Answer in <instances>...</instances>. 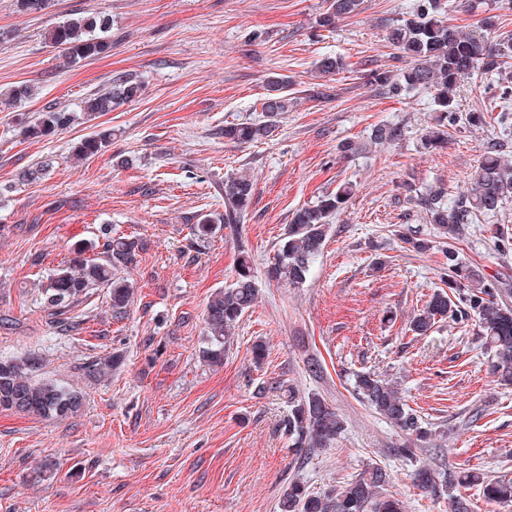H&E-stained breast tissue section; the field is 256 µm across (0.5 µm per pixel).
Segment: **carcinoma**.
<instances>
[{
  "mask_svg": "<svg viewBox=\"0 0 512 512\" xmlns=\"http://www.w3.org/2000/svg\"><path fill=\"white\" fill-rule=\"evenodd\" d=\"M359 0H330L320 18L331 26L339 18L351 16ZM111 26L110 18L98 13L73 17L53 27L47 33L52 46L65 52L69 63L98 57L110 48L103 37ZM388 42L405 58V67L397 70H372L365 74L366 82L387 94L425 89L431 93L434 124L421 137L428 149L443 146L448 140V128L465 120L472 126L486 122L481 110L461 117L453 91L467 75L480 71L495 78L497 98L512 100V37L495 35L492 21L486 20L475 35H465L448 21L440 0H418L410 16L397 20L388 33ZM292 81L286 75L272 76L266 83L261 110L267 121L242 122L224 127V139L237 144L257 142L267 138L274 128V118L288 111V91ZM141 86L129 77L117 76L110 87L85 97L80 111L91 121L116 110L139 97ZM75 117L64 109L42 112L26 124L23 135L40 138L69 127ZM401 136L395 126L379 125L372 130L375 141H394ZM112 132L101 130L74 145L79 156L94 155L108 146ZM502 144L485 147L467 192L453 200L442 202L441 193L431 190L424 199L428 223L444 237L455 239L463 235L465 226L480 214L496 212L512 196V164L503 160ZM254 183L247 175L224 178V216L216 221L201 217L193 231L198 237L214 233V224H236L249 207ZM355 185L340 183L336 191L320 197L315 203L294 213L291 224L277 243L274 261L268 269L272 281L302 286L312 265L323 251L331 217L343 208L353 194ZM136 243L127 236L106 234L101 258H88L85 248L74 251L69 263L55 270L42 285L43 307L56 323L73 327L70 317L74 303L94 288L108 290L112 317L121 318L134 294L133 285L116 276L114 270L133 263ZM448 291L432 295L425 307L410 322V329L424 335L445 319L476 318L485 348L491 356L495 373L505 384H512V307L499 303L491 283L463 264L453 249H448ZM251 259L247 252L238 255L234 282L217 290L206 307L205 346L202 359L212 365L224 361V349L232 330L252 307L256 283L251 274ZM39 362L33 357L0 360V408L13 409L20 414L45 418L66 419L83 407V395L53 381L38 380L35 373ZM358 398L400 428L407 435L422 440L428 432L418 416L400 397L388 380L373 372H360L354 380ZM290 411L284 429L293 448H326L343 433L345 422L320 395L298 396L288 392ZM387 472L376 467L351 481L334 493L318 496L307 492L299 483H292L278 502L279 512H404L400 500L381 494L387 483ZM481 486L489 503L512 505V478L505 475L489 478L478 472L448 473V485L454 482Z\"/></svg>",
  "mask_w": 512,
  "mask_h": 512,
  "instance_id": "obj_1",
  "label": "carcinoma"
}]
</instances>
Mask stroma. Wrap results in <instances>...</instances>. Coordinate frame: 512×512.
Here are the masks:
<instances>
[{
  "mask_svg": "<svg viewBox=\"0 0 512 512\" xmlns=\"http://www.w3.org/2000/svg\"><path fill=\"white\" fill-rule=\"evenodd\" d=\"M442 0L465 33L489 17L512 31L500 0ZM417 0H362L330 29L327 0H46L18 11L0 0V89L26 83L32 98L0 106V359L38 358L39 378L84 395L77 416L57 421L0 411V512H278L288 483L324 494L366 470L385 469L386 494L406 512H450L462 496L473 512H505L480 487L419 489L417 469H469L512 477V386L491 369L475 320L438 322L426 335L413 316L444 284L446 253L480 277L504 284L512 305V252L495 247L512 228V199L444 243L418 197L466 191L487 140L512 141L499 117L450 127L448 143L421 145L435 118L430 93H383L362 79L398 61L387 34ZM110 15L103 57L68 64L46 31L84 12ZM326 56L346 67L317 71ZM291 76L292 103L270 137L239 145L224 128L258 123L266 79ZM139 82L141 95L91 121L29 139L23 120L49 107L77 113L87 95L113 78ZM400 127L399 140L374 144L375 126ZM110 146L77 158L93 131ZM361 145L347 155L345 142ZM52 168L26 178L44 159ZM247 172L254 194L239 223L206 238L192 228L224 213V179ZM357 190L332 220L322 255L302 287L268 281L266 270L294 212L334 191ZM137 242L121 269L135 293L124 319L113 318L106 289L75 304L78 326L62 330L41 304L40 286L74 249L96 258L104 228ZM413 229L425 252L403 243ZM253 260L258 288L212 366L200 355L210 296L235 278L239 251ZM264 343L262 364L252 347ZM120 356L116 368L88 377V363ZM320 374H311L308 359ZM375 371L399 391L432 432L408 435L360 401L354 376ZM318 393L345 422L329 448H290L282 422L288 393ZM411 456H400L403 447ZM53 461L50 478L38 469Z\"/></svg>",
  "mask_w": 512,
  "mask_h": 512,
  "instance_id": "stroma-1",
  "label": "stroma"
}]
</instances>
